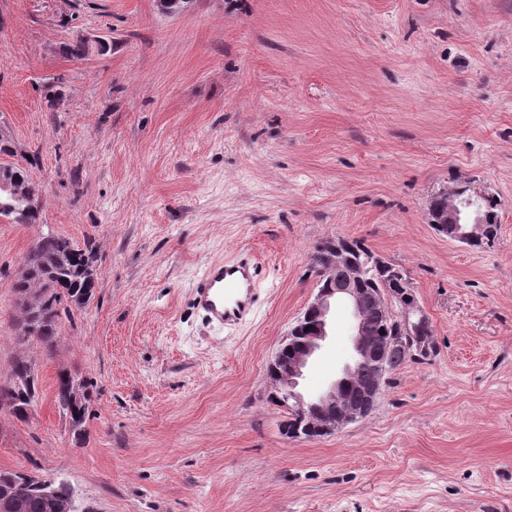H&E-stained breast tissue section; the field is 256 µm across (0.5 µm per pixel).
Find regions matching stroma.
<instances>
[{"label":"stroma","mask_w":512,"mask_h":512,"mask_svg":"<svg viewBox=\"0 0 512 512\" xmlns=\"http://www.w3.org/2000/svg\"><path fill=\"white\" fill-rule=\"evenodd\" d=\"M0 118L41 201L0 221V384L20 353L39 383L27 419L0 411V468L90 512H512V0H0ZM468 186L498 203L480 248L429 222ZM48 232L98 269L50 356L16 345L14 288ZM339 238L403 269L436 350L367 417L290 438L267 366ZM243 251L259 309L211 327L193 289ZM351 333L337 307L305 395ZM63 370L93 383L78 434Z\"/></svg>","instance_id":"stroma-1"}]
</instances>
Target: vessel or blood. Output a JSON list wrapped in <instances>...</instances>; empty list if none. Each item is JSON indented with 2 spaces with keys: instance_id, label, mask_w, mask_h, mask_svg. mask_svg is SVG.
I'll use <instances>...</instances> for the list:
<instances>
[{
  "instance_id": "1",
  "label": "vessel or blood",
  "mask_w": 512,
  "mask_h": 512,
  "mask_svg": "<svg viewBox=\"0 0 512 512\" xmlns=\"http://www.w3.org/2000/svg\"><path fill=\"white\" fill-rule=\"evenodd\" d=\"M259 272L252 254L208 265L193 295L195 310L209 324L235 328L249 321L259 301Z\"/></svg>"
}]
</instances>
